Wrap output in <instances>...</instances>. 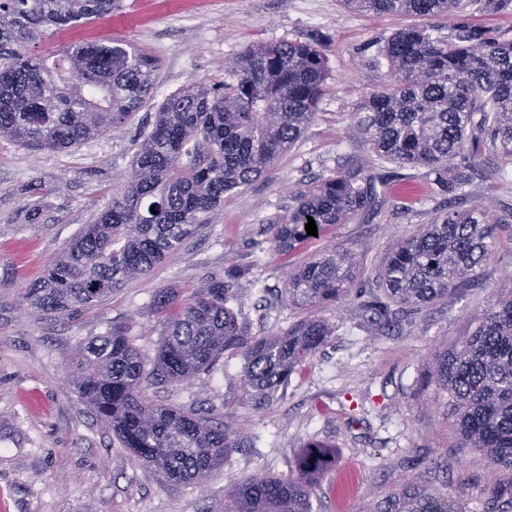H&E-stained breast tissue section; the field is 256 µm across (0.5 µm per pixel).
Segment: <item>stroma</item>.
<instances>
[{
    "instance_id": "obj_1",
    "label": "stroma",
    "mask_w": 512,
    "mask_h": 512,
    "mask_svg": "<svg viewBox=\"0 0 512 512\" xmlns=\"http://www.w3.org/2000/svg\"><path fill=\"white\" fill-rule=\"evenodd\" d=\"M417 25L447 37L448 16L393 17L347 8L343 0H121L104 19L69 30V41L114 38L161 60L151 98L123 127L56 152L29 151L0 138V512H222L224 495L252 475L297 473L310 441L328 447L313 512H367L407 485L438 488L463 512H484L512 490V474L457 447L443 409L416 380L435 354L472 333L488 300L512 278V241L501 238L468 289L436 302L393 329L377 331L359 307L397 241L432 223L443 196L416 177L411 195L388 186L378 210L330 228L293 255L273 250L268 224L301 190L337 168L367 162L371 151L351 117L385 80L379 48ZM318 39L327 93L285 154L248 187L225 195L144 278L67 319L30 312L24 289L65 244L119 195L160 104L198 84H221L224 66L257 44ZM499 181L474 179L472 203L491 218L512 204V165ZM339 246L361 261L352 291L323 308L302 309L283 291L284 271ZM230 269L249 332L264 336L315 317L326 342L263 408L249 403L235 372L240 359L188 380L148 388L158 404L195 409L227 422L243 441L201 485L177 484L143 465L80 396L71 362L83 341L121 326L154 363L167 318L158 289L188 297Z\"/></svg>"
}]
</instances>
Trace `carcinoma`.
I'll return each instance as SVG.
<instances>
[{
  "label": "carcinoma",
  "mask_w": 512,
  "mask_h": 512,
  "mask_svg": "<svg viewBox=\"0 0 512 512\" xmlns=\"http://www.w3.org/2000/svg\"><path fill=\"white\" fill-rule=\"evenodd\" d=\"M120 0H0V138L34 151H58L116 129L150 98L160 61L120 40L65 46L36 54L30 43L101 19ZM352 9L389 16L454 19L448 38L425 28L399 30L380 49L382 88L352 113L378 159L424 170L448 197L433 223L397 243L377 279L382 294L361 303L383 325L468 287L509 218L490 220L466 206L470 180L457 159L495 152L512 163V38L472 25L465 0H344ZM328 77L317 41L248 48L217 89L198 85L169 96L133 160L124 192L113 198L24 293L27 308L56 318L92 308L154 267L214 215L224 195L250 185L282 156L316 115ZM386 178L379 166L356 164L313 182L296 205L269 224L277 252L292 254L317 232L377 210ZM358 272L354 253L332 247L288 272L284 291L302 306H330L349 295ZM233 294L215 280L184 302L170 288L153 304L168 315L158 357L148 369L124 331L112 328L82 345L72 360L78 392L139 461L168 479L198 484L241 447L224 422L154 403L150 382L175 383L210 371L226 353L242 359L240 383L262 407L330 336L320 319L287 331L251 336L238 322ZM434 387L458 447L481 451L512 473V291L482 312L475 330L438 355L418 380ZM322 445L310 443L298 473L250 476L224 496V512H313ZM369 512H462L439 489L407 486Z\"/></svg>",
  "instance_id": "carcinoma-1"
}]
</instances>
